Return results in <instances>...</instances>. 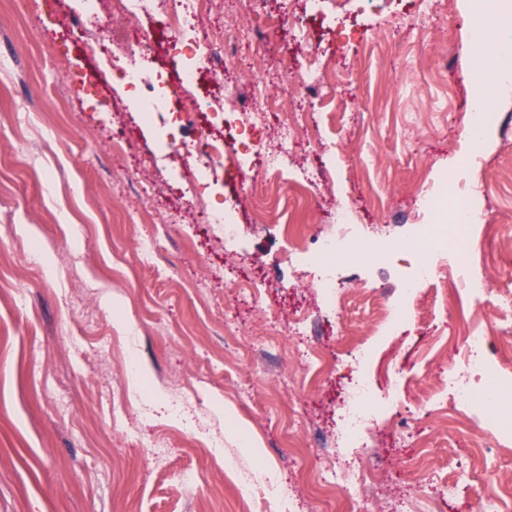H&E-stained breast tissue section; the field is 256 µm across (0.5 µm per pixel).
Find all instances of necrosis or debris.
Returning a JSON list of instances; mask_svg holds the SVG:
<instances>
[{"label": "necrosis or debris", "instance_id": "1", "mask_svg": "<svg viewBox=\"0 0 512 512\" xmlns=\"http://www.w3.org/2000/svg\"><path fill=\"white\" fill-rule=\"evenodd\" d=\"M102 6L91 14L79 15L76 21L86 37L89 54L121 61L119 71L127 86L140 90L139 110L145 116L176 104L178 120L199 125L195 142L178 144L189 178L188 191L200 198L201 188L224 174L225 161H232L242 181L262 186L267 176L282 175L288 168L290 145L298 135V119L282 120L269 139L246 149H239L247 130L263 126L271 108L260 87H253L250 103H243L233 85L222 94L203 92L204 79L223 78L225 67L235 57L239 34L224 35L213 31L207 20L218 0H101ZM154 18L159 29L139 32L133 41L119 49L110 47L101 36L103 23L112 15ZM173 51L179 66L174 77L147 80L143 62L155 53L158 44ZM421 203L430 223L422 225L417 239L396 245L381 235H370L361 241L370 254L387 255L396 250L413 253L417 261L404 282L401 302L389 308L386 318L396 323L416 316L415 296L421 284L445 269L449 260L465 255L468 230L476 215L466 197H455L452 208L456 222L440 223L443 198L439 192L424 193ZM340 240L333 235L318 238L315 247L298 252L302 262L319 270L318 286L322 295L334 293L336 281L331 267L336 261ZM458 340L464 351L462 366H449V389L464 393L468 413L462 414L474 447L481 448L487 438L502 443L512 440V379L503 376L486 359L489 340L480 329L463 325ZM384 403L374 399L373 388L365 378L353 381L336 421V455L341 462L332 475V483L343 494L350 512H378L376 490L384 481L382 468L346 458V448L357 442L374 417L383 412Z\"/></svg>", "mask_w": 512, "mask_h": 512}]
</instances>
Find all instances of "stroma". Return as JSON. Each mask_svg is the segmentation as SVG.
<instances>
[{
  "instance_id": "1",
  "label": "stroma",
  "mask_w": 512,
  "mask_h": 512,
  "mask_svg": "<svg viewBox=\"0 0 512 512\" xmlns=\"http://www.w3.org/2000/svg\"><path fill=\"white\" fill-rule=\"evenodd\" d=\"M481 2L350 0L306 21L288 14L261 47L243 40L228 78L250 87L263 53V92L276 102L254 138L288 113L313 114L318 128L300 133L292 158L335 194L306 204L294 179L262 194L225 172L208 195L234 217L228 241L183 196L178 154L157 151L160 129L190 142L196 126L144 120L106 61L83 55L75 0H0V512H333L335 500L314 495L336 462L320 449L360 374L389 399L365 455L388 471L396 495L416 493L419 459L444 512H477L493 484L512 492V447L476 457L469 430L438 414L451 402L435 382L458 358L464 287L428 282L417 291L416 323L383 330L378 307L400 299L410 253L337 259L340 290L329 306L317 270L291 258L295 240L280 231L295 224L306 240L348 236L334 219L342 202L360 234L403 242L425 221L417 195L454 184L478 203L467 259L488 283L467 318L488 333L494 358L506 355L512 56L496 64L494 144L468 164ZM302 26L336 73L319 95L283 77L285 59L304 57L308 43L294 38ZM410 112L419 127L408 134ZM116 139L128 149L113 150ZM259 210L277 223L255 225ZM247 281L259 285L258 300L240 293ZM299 321L321 374L288 355ZM271 323L283 338L266 353L257 340ZM125 336L147 371L134 400L111 349ZM362 336L371 356L361 367L348 349ZM173 400L220 434L246 422L261 454L238 441L205 444L191 425L158 413ZM154 436L163 448L152 447ZM229 452L257 475L248 499L224 473ZM188 471L195 486L181 482Z\"/></svg>"
}]
</instances>
